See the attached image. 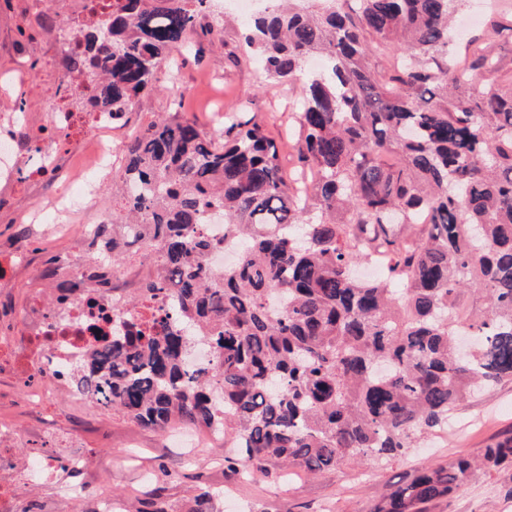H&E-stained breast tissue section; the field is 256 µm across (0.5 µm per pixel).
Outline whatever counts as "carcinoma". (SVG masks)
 <instances>
[{"mask_svg":"<svg viewBox=\"0 0 512 512\" xmlns=\"http://www.w3.org/2000/svg\"><path fill=\"white\" fill-rule=\"evenodd\" d=\"M210 2L112 0L76 31L82 47L64 66L78 82L64 92L121 121ZM279 2L244 26L241 52L302 83L297 152L311 192L293 187L254 115L208 135L174 114L132 135L119 209L94 225L89 261L149 255L140 298L160 318L145 331L117 307L76 384L154 430L223 424L233 471L386 464L475 388L512 382V70L490 46L449 52L459 0ZM315 54L319 73L305 70ZM378 55L389 67L375 68ZM214 209L224 238L242 242L222 274L207 266ZM359 261L381 263V276L355 277ZM473 288L487 307L459 358L454 313ZM198 342L213 365L191 370ZM503 467L512 437L421 468L372 512H424Z\"/></svg>","mask_w":512,"mask_h":512,"instance_id":"obj_1","label":"carcinoma"}]
</instances>
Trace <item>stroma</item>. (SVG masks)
<instances>
[{
	"instance_id": "stroma-1",
	"label": "stroma",
	"mask_w": 512,
	"mask_h": 512,
	"mask_svg": "<svg viewBox=\"0 0 512 512\" xmlns=\"http://www.w3.org/2000/svg\"><path fill=\"white\" fill-rule=\"evenodd\" d=\"M497 0H465L461 7L458 44L471 37L488 35L504 66H512V32H491L490 13ZM28 0H0V136L38 135L46 126V98L58 96L57 87L43 77L55 61L45 54L43 44L59 22L75 15L79 25L88 17L78 15V0H45L35 24L25 22ZM229 8L216 0L206 23L224 24L223 41L196 53L193 46L173 49L168 66L158 74L157 87L142 93L128 114L126 127L111 131L122 139L130 131L167 115L168 100L182 96L185 116L199 127L214 132L219 114L250 112L267 123L283 156L293 153L288 134L289 116L300 95L298 82L278 83L265 77L253 63L237 59L232 48L239 39L241 23H225ZM24 102L29 121L26 127L12 125L10 115L16 102ZM75 115L69 134L54 138L60 156L71 159L73 168L84 169L90 146L81 145V128L88 118L78 103L68 101ZM29 163H22L11 179L0 178V289H8L15 305L28 302L38 283L35 269L50 262L75 263L86 260L75 240L80 227L95 224L100 210L112 205V170L95 175V192L84 196L79 179L62 181L53 174L31 176ZM84 196L83 206L63 216L57 224H20L19 211H36L54 197ZM11 385L0 382V415L11 418L22 437L14 453L22 458L32 449L47 447L49 435H37L34 427L48 420L53 431L82 428L86 447L95 451L91 490H107L124 497L141 484L158 483L167 500L186 507L202 488L216 490L214 512H371L373 505L390 489L401 484L417 467L458 456H476L483 448L512 437V382H504L467 397L453 413L457 429H444L427 438L408 455L385 465L366 461L332 468L310 476L298 469L275 470L252 475L246 469L227 470L225 456L232 450L227 441L213 439L207 447L186 449L176 432L160 433L140 427L111 409L101 406L76 408L58 398L43 411L14 402ZM118 464H111V457ZM428 512H512V468L478 474L466 487L448 498L435 501Z\"/></svg>"
}]
</instances>
